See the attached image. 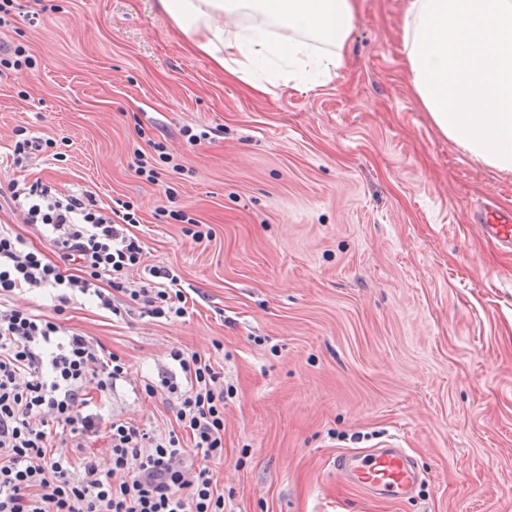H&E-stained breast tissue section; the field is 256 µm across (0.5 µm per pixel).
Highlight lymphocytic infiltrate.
Returning <instances> with one entry per match:
<instances>
[{"label":"lymphocytic infiltrate","mask_w":512,"mask_h":512,"mask_svg":"<svg viewBox=\"0 0 512 512\" xmlns=\"http://www.w3.org/2000/svg\"><path fill=\"white\" fill-rule=\"evenodd\" d=\"M8 191L12 202H25L27 223L51 233L56 257L0 225V297L28 287L51 290L54 299L48 313L0 310V512H224L211 468L224 455V384L210 360L171 349L175 371L146 385V392L162 387L178 401V428L167 437L123 419L103 427L87 410L86 389L112 392L127 377L125 364L89 337L64 334L59 321L75 291L95 296L121 319L127 310L116 303L118 292L150 317H185L180 275L153 266L143 285L127 287L144 252L131 231L133 209L106 213L90 194L58 195L40 182ZM104 281L109 291H102ZM180 374L185 384H178ZM58 427L77 449L104 434L106 461L84 456L83 473L74 476L71 459L50 449Z\"/></svg>","instance_id":"obj_1"}]
</instances>
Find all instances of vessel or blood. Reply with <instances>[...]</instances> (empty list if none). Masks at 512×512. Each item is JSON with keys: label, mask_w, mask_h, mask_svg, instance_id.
<instances>
[{"label": "vessel or blood", "mask_w": 512, "mask_h": 512, "mask_svg": "<svg viewBox=\"0 0 512 512\" xmlns=\"http://www.w3.org/2000/svg\"><path fill=\"white\" fill-rule=\"evenodd\" d=\"M477 229L498 245L512 248V214L496 209L485 211L477 220ZM336 468L351 470L356 486L392 499L413 494L421 481L420 473L411 465L406 452L392 441L363 456H339Z\"/></svg>", "instance_id": "1"}]
</instances>
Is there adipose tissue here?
<instances>
[{
	"label": "adipose tissue",
	"mask_w": 512,
	"mask_h": 512,
	"mask_svg": "<svg viewBox=\"0 0 512 512\" xmlns=\"http://www.w3.org/2000/svg\"><path fill=\"white\" fill-rule=\"evenodd\" d=\"M159 5L190 49L231 75L237 72L232 64L237 55L251 63L308 54L305 43L271 42L262 28L225 38V17L241 8L335 46L336 55L321 65L328 74L342 64L339 50L355 18L354 0H159ZM405 36L411 81L434 124L473 159L512 173V0H406Z\"/></svg>",
	"instance_id": "adipose-tissue-1"
}]
</instances>
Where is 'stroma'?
<instances>
[{
    "label": "stroma",
    "mask_w": 512,
    "mask_h": 512,
    "mask_svg": "<svg viewBox=\"0 0 512 512\" xmlns=\"http://www.w3.org/2000/svg\"><path fill=\"white\" fill-rule=\"evenodd\" d=\"M404 9L357 0L343 64L319 84L277 58L223 76L158 0H15L0 31L32 62L0 72V186L128 202L142 264L176 269L193 298L180 319L121 320L74 293L65 330L129 373L88 410L165 436L176 400L145 384L172 369L170 348L208 357L233 389L213 465L224 512H512V250L474 222L485 203L512 211V175L422 107ZM21 134L51 151L15 160ZM388 439L425 473L413 498L333 468Z\"/></svg>",
    "instance_id": "obj_1"
}]
</instances>
